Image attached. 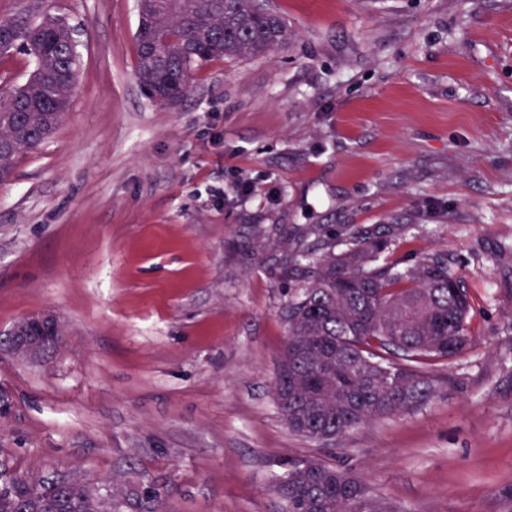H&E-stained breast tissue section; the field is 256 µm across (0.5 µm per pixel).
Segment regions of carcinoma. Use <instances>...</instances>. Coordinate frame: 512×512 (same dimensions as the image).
Returning <instances> with one entry per match:
<instances>
[{
	"label": "carcinoma",
	"instance_id": "obj_1",
	"mask_svg": "<svg viewBox=\"0 0 512 512\" xmlns=\"http://www.w3.org/2000/svg\"><path fill=\"white\" fill-rule=\"evenodd\" d=\"M135 77L152 104L180 100L193 73L215 59L256 57L288 45V26L264 0H138ZM12 38L0 55L35 63L29 80L0 88V185L20 155L37 149L69 110L80 55L64 20L0 19ZM307 260L306 284L282 308L288 336L274 390L288 429L323 447L361 425L425 407L452 383L430 366L468 344L470 302L435 253L404 268L386 257L380 237H354L339 252ZM0 460V512H103L82 484L54 486V475ZM112 487L113 512H136L133 486ZM283 512H404L368 492L352 472L308 458L289 465L276 484Z\"/></svg>",
	"mask_w": 512,
	"mask_h": 512
}]
</instances>
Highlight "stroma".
Wrapping results in <instances>:
<instances>
[{"mask_svg": "<svg viewBox=\"0 0 512 512\" xmlns=\"http://www.w3.org/2000/svg\"><path fill=\"white\" fill-rule=\"evenodd\" d=\"M287 47L213 60L173 108L135 78L137 0H0L66 19L70 109L0 186V338L64 324L58 353L0 358V454L124 484L163 512H281L319 457L412 512H512V0H269ZM381 236L437 252L471 304L464 352L420 411L330 448L273 383L296 246Z\"/></svg>", "mask_w": 512, "mask_h": 512, "instance_id": "stroma-1", "label": "stroma"}]
</instances>
